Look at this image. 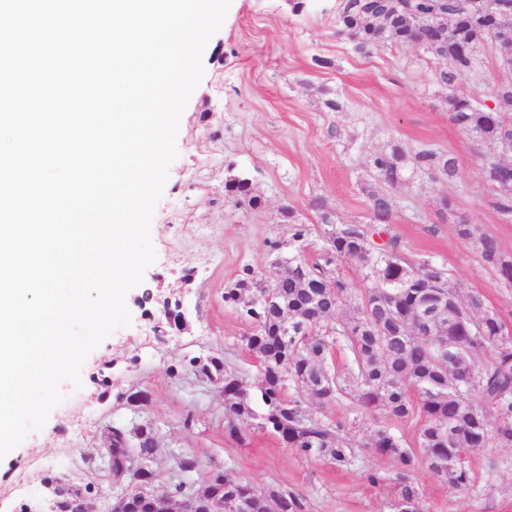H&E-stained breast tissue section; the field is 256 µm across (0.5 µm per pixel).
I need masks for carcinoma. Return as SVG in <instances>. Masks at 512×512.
I'll use <instances>...</instances> for the list:
<instances>
[{
    "instance_id": "cac0c4a2",
    "label": "carcinoma",
    "mask_w": 512,
    "mask_h": 512,
    "mask_svg": "<svg viewBox=\"0 0 512 512\" xmlns=\"http://www.w3.org/2000/svg\"><path fill=\"white\" fill-rule=\"evenodd\" d=\"M442 24L440 42L426 51L441 60L440 81L448 87V111L459 129L470 136L475 153L482 160V177L490 191L489 204L499 218L512 221V163L491 153L493 145L512 140V123L504 116V106L512 105V81L499 84L502 97L494 106L453 94L458 82L479 74L481 45L494 32L512 30V8L490 9L476 0H337L336 22L353 43L355 51L366 53L386 41H424L428 23ZM403 150L395 147L374 159L373 178L380 186L393 187L402 181ZM420 169L430 177L450 181L458 177V164L447 151L424 148L416 154ZM228 198L238 205L256 208L261 204L246 178L231 177L224 184ZM371 224H342L332 221L331 211L321 202V223L331 227L317 257H307L310 228L292 225L288 239V267L270 281L258 277L252 268L242 269L233 287L224 292V302L251 322L250 334L242 338L260 370L257 394L236 375L224 369L220 357H194L188 367L196 376L223 384L224 430L237 440L245 428L253 426L277 435L307 458L323 459L338 466L351 462L353 448L343 435L340 423L325 422L303 406L302 397L312 396L323 405L350 398L360 415L382 411L396 419L424 421L418 432L421 458L429 472L459 491H470L473 477L469 466L448 470V459L490 441L512 447V340L504 336L503 323L487 309L482 297L472 293L458 298L447 286L444 269L437 268L442 288L439 292L455 299L454 315L471 331L460 336L448 328L434 336H401L423 300L419 277L431 272L432 264L413 263L403 257L398 237L389 234L393 219L391 196L382 190L369 192ZM459 237L470 240L486 267L512 286V255L500 249L490 235H475L464 220L456 222ZM385 236L381 242L375 237ZM341 260H356L371 277L379 269L375 285L365 289L353 313L338 315L350 298L348 284L336 273ZM292 334L285 335L284 329ZM442 341L463 342L471 357L489 355L488 361L473 367L474 386L465 398L474 406L475 418L457 427L461 419L460 399L455 385L468 382L458 371L436 367L435 351ZM351 357L347 370L331 362L336 347ZM104 443L113 457L111 480H155L151 462L157 451L152 424L131 430L114 427L104 434ZM367 449L391 458L400 466L396 479L397 512H420L421 490L406 471L415 461L414 452L387 428L374 431ZM178 468L182 479L167 491L171 499L198 493L222 501L223 512H233V504L249 497L262 504V496L276 498L282 512H301L299 499L291 494L266 490L259 494L248 482L234 481L221 472L201 484L188 481L198 469L196 457L182 455ZM55 512H88L85 490L89 485L64 483L46 474L42 478Z\"/></svg>"
}]
</instances>
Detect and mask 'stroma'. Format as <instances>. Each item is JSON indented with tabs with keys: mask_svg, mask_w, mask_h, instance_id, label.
Returning a JSON list of instances; mask_svg holds the SVG:
<instances>
[{
	"mask_svg": "<svg viewBox=\"0 0 512 512\" xmlns=\"http://www.w3.org/2000/svg\"><path fill=\"white\" fill-rule=\"evenodd\" d=\"M303 2L297 12L289 0H231L180 118L178 156L151 222L156 259L125 297L131 322L88 355L81 388L62 383L66 399L44 427L0 459V512L41 501L46 474L93 483L99 493L89 512H107L117 490L101 469V433L145 423L158 428L156 493H166L180 476L174 454L188 453L200 463L196 481L219 471L295 495L303 512H394L399 468L366 445L376 429L387 427L414 446L419 423L382 413L360 418L350 400L324 406L305 397L314 417L346 424L355 458L339 468L304 457L262 430L250 427L243 439L230 438L221 384L183 368L192 357L217 356L248 387L258 385L256 363L242 341L251 326L225 303V289L246 266L272 279L271 245L287 242L291 224L309 225V253L317 255L327 228L315 202L331 210L335 224L370 223L373 160L393 146L405 151L403 179L389 190L390 232L402 255L443 267L460 297L482 294L512 333V288L455 231L457 218L465 217L512 254V224L502 223L488 204L473 143L449 120V91L438 80L441 61L411 44L355 52L338 32L336 0ZM481 54L480 77L463 78L456 92L483 101L512 73L498 68L493 44ZM333 101L340 110L330 109ZM426 145L457 157V180L421 172L415 154ZM231 175L252 182L262 198L259 208L226 196ZM444 198L452 200V210L441 209ZM147 292L158 301L150 310L141 304ZM164 299L181 304L187 326L160 337L155 326ZM134 393L144 394V401L130 404ZM470 462L475 488L466 493L436 480L415 460L409 476L422 491V512H512V448L493 442L473 449ZM370 471L384 474L385 482L370 485Z\"/></svg>",
	"mask_w": 512,
	"mask_h": 512,
	"instance_id": "stroma-1",
	"label": "stroma"
}]
</instances>
